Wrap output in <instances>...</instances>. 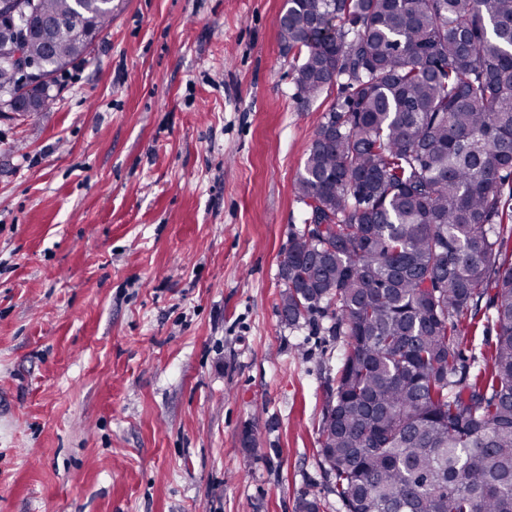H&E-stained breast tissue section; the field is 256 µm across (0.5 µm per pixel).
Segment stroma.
Returning a JSON list of instances; mask_svg holds the SVG:
<instances>
[{
    "instance_id": "obj_1",
    "label": "stroma",
    "mask_w": 512,
    "mask_h": 512,
    "mask_svg": "<svg viewBox=\"0 0 512 512\" xmlns=\"http://www.w3.org/2000/svg\"><path fill=\"white\" fill-rule=\"evenodd\" d=\"M283 2L112 0L49 109H0V512H344L317 453L343 344L278 308L340 89L303 101Z\"/></svg>"
}]
</instances>
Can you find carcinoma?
I'll use <instances>...</instances> for the list:
<instances>
[{"instance_id":"obj_1","label":"carcinoma","mask_w":512,"mask_h":512,"mask_svg":"<svg viewBox=\"0 0 512 512\" xmlns=\"http://www.w3.org/2000/svg\"><path fill=\"white\" fill-rule=\"evenodd\" d=\"M42 18L55 53L20 39ZM111 21L112 0H36L0 29L10 109L50 101L17 85L11 46L53 76ZM278 30L304 101L349 91L296 181L323 229L280 269L286 323L343 339L317 449L333 492L346 512H512V0H286ZM486 296L496 343L471 381L460 340Z\"/></svg>"}]
</instances>
